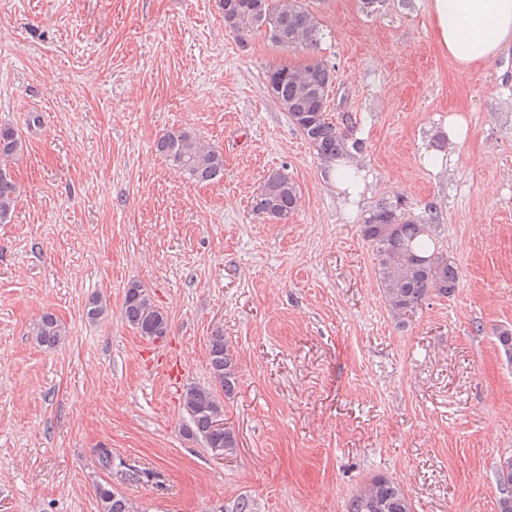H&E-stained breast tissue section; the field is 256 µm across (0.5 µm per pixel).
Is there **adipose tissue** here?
Returning <instances> with one entry per match:
<instances>
[{
	"label": "adipose tissue",
	"instance_id": "1",
	"mask_svg": "<svg viewBox=\"0 0 512 512\" xmlns=\"http://www.w3.org/2000/svg\"><path fill=\"white\" fill-rule=\"evenodd\" d=\"M434 41L442 54L468 67L512 42V0H429Z\"/></svg>",
	"mask_w": 512,
	"mask_h": 512
}]
</instances>
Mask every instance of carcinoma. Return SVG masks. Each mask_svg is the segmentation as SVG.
<instances>
[{"instance_id": "carcinoma-1", "label": "carcinoma", "mask_w": 512, "mask_h": 512, "mask_svg": "<svg viewBox=\"0 0 512 512\" xmlns=\"http://www.w3.org/2000/svg\"><path fill=\"white\" fill-rule=\"evenodd\" d=\"M224 12V22L240 38L264 32L273 43L283 47L313 52L319 42L315 16L300 0H231ZM267 82L273 84L275 101L288 112L292 123L302 132L324 164L338 157L362 152V142L351 139L328 117L327 109L316 92H327L332 85L329 65L311 57L299 68H274ZM26 141L11 125H0V223L11 217L16 198V184L10 163L24 153ZM155 151L176 167L190 181L218 182L224 176V157L203 144L188 130L170 131L155 143ZM299 190L287 175L274 171L264 189L253 200V211L280 223L296 212ZM361 233L375 251L379 288L393 315L404 318L414 314L431 295L448 297L458 284V273L448 257L433 241L431 228L420 223L400 204L380 206L364 219ZM125 320L143 337L168 334V318L139 284L125 293ZM39 344L59 345L65 331L52 313L43 314L32 327ZM208 365L212 383L189 385L182 393L183 409L188 415L185 434L203 438L208 447L227 455L238 448L237 436L229 427L214 423L224 416V401L235 397L239 385L235 347L216 331L209 339ZM498 482L502 496L499 512H512V460L500 465ZM100 512H132L129 500L113 489L97 487ZM346 512H414L412 503L400 484L377 474L368 478L348 500Z\"/></svg>"}]
</instances>
